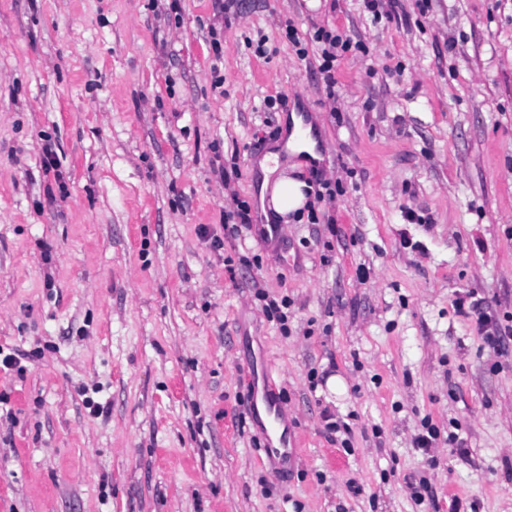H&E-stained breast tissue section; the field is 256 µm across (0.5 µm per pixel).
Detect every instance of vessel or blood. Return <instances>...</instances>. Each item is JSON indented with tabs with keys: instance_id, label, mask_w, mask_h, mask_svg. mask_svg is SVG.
Segmentation results:
<instances>
[{
	"instance_id": "b4317fda",
	"label": "vessel or blood",
	"mask_w": 512,
	"mask_h": 512,
	"mask_svg": "<svg viewBox=\"0 0 512 512\" xmlns=\"http://www.w3.org/2000/svg\"><path fill=\"white\" fill-rule=\"evenodd\" d=\"M251 415L274 438L265 448L267 460L280 476H287L296 458V443L282 425V407L271 388V370L266 358H259L254 374Z\"/></svg>"
}]
</instances>
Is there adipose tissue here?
I'll return each mask as SVG.
<instances>
[{
	"instance_id": "1",
	"label": "adipose tissue",
	"mask_w": 512,
	"mask_h": 512,
	"mask_svg": "<svg viewBox=\"0 0 512 512\" xmlns=\"http://www.w3.org/2000/svg\"><path fill=\"white\" fill-rule=\"evenodd\" d=\"M301 124L300 118H293V130L283 148L268 152L258 163L262 173L259 205L262 213L271 214L277 223L287 220L289 215L301 213L309 200V185L303 180L288 176L286 164L280 161L285 153L300 155L310 161L317 160L316 142L311 132L301 131Z\"/></svg>"
}]
</instances>
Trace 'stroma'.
<instances>
[{"label": "stroma", "instance_id": "stroma-1", "mask_svg": "<svg viewBox=\"0 0 512 512\" xmlns=\"http://www.w3.org/2000/svg\"><path fill=\"white\" fill-rule=\"evenodd\" d=\"M401 4L0 0V512H512V344L454 307L512 325V0ZM321 29L356 45L332 98ZM294 114L334 196L270 235L254 162ZM484 304L485 301L482 298L470 300L468 304V308L478 315L477 329L480 334L487 336V339L491 340L499 349H505L508 342L512 340V325L502 326L489 320L482 311ZM271 370L268 360L260 357L256 362L251 415L268 433L276 435L273 441L270 437L264 448L267 460L274 466L283 478L292 470L296 458V442L288 437V432L282 425V407L278 398L272 393Z\"/></svg>", "mask_w": 512, "mask_h": 512}]
</instances>
